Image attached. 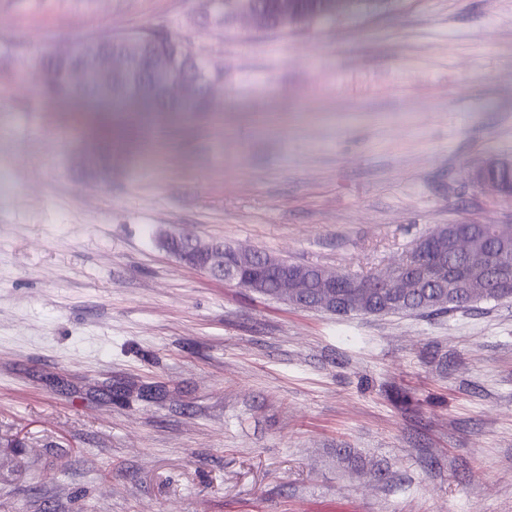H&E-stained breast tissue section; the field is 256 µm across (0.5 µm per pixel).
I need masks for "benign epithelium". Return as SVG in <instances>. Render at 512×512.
<instances>
[{"label":"benign epithelium","instance_id":"7a95c632","mask_svg":"<svg viewBox=\"0 0 512 512\" xmlns=\"http://www.w3.org/2000/svg\"><path fill=\"white\" fill-rule=\"evenodd\" d=\"M234 12L246 15L258 27L268 16L259 0H237ZM93 77L98 80L99 94L105 97L124 91L126 85L141 78L151 89L149 101L156 106L191 104L202 99L212 104L214 90L222 85L217 75H196L192 58L184 47H159L150 39L138 36L82 57L66 74L68 84L76 91ZM181 242L184 247L174 254L183 264L254 292L266 288L267 280L271 279L278 284L276 295L295 306L302 304L312 279L324 288L319 304L339 311L370 308L389 290L394 295H404L422 287V282L414 276L395 275L392 264L382 273L351 281L346 284V290L334 292L332 284L336 275L320 267L313 271L293 270L273 256L257 262L251 250L232 248L226 251L212 242L202 244L189 237L182 238ZM448 250L470 259L477 255L470 238L462 232H448Z\"/></svg>","mask_w":512,"mask_h":512}]
</instances>
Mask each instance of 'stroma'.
I'll list each match as a JSON object with an SVG mask.
<instances>
[{"label": "stroma", "instance_id": "1", "mask_svg": "<svg viewBox=\"0 0 512 512\" xmlns=\"http://www.w3.org/2000/svg\"><path fill=\"white\" fill-rule=\"evenodd\" d=\"M176 32L224 74L91 177L35 66ZM0 512H512V301L338 317L181 263L189 235L338 273L511 224L512 0L285 31L205 0H0Z\"/></svg>", "mask_w": 512, "mask_h": 512}]
</instances>
